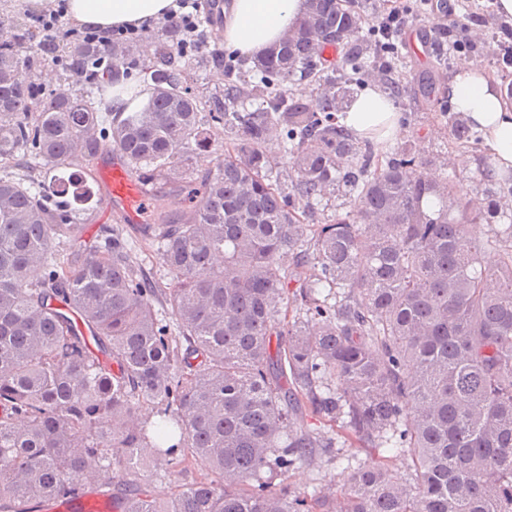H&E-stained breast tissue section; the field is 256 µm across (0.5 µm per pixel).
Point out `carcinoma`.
<instances>
[{
  "mask_svg": "<svg viewBox=\"0 0 512 512\" xmlns=\"http://www.w3.org/2000/svg\"><path fill=\"white\" fill-rule=\"evenodd\" d=\"M365 10L376 0H307L294 35L214 90L202 73L220 55L170 23L106 51L9 22L0 512L88 493L112 512H333V485L285 483L335 445L304 426L306 405L344 440L408 459L403 475L384 461L353 471L341 512H512V189L476 208L435 160L402 147L382 163L340 123L366 60L394 96L407 79ZM135 71L154 86L148 105L105 110L99 87ZM418 94L438 100L429 79ZM440 104L453 140L475 143ZM108 153L146 186L138 231L165 287L133 262L123 225L83 235ZM338 193L349 211L319 217ZM480 223L502 227L480 239ZM490 250L500 261L485 267ZM145 404L158 421L138 418ZM186 460L201 478L155 497L149 478Z\"/></svg>",
  "mask_w": 512,
  "mask_h": 512,
  "instance_id": "cac0c4a2",
  "label": "carcinoma"
}]
</instances>
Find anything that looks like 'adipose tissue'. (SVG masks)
I'll list each match as a JSON object with an SVG mask.
<instances>
[{"mask_svg":"<svg viewBox=\"0 0 512 512\" xmlns=\"http://www.w3.org/2000/svg\"><path fill=\"white\" fill-rule=\"evenodd\" d=\"M304 0H229L224 8V44L239 55L254 58L296 28ZM175 0H67L72 22L106 31L122 25H142L176 11ZM456 111L465 114L481 137L497 174L512 173V102L483 68L469 64L448 84ZM344 124L358 137L383 149L401 131V114L378 87L361 93L343 114Z\"/></svg>","mask_w":512,"mask_h":512,"instance_id":"ef3b65f1","label":"adipose tissue"}]
</instances>
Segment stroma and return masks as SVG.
Returning a JSON list of instances; mask_svg holds the SVG:
<instances>
[{
	"instance_id": "35a3bbf8",
	"label": "stroma",
	"mask_w": 512,
	"mask_h": 512,
	"mask_svg": "<svg viewBox=\"0 0 512 512\" xmlns=\"http://www.w3.org/2000/svg\"><path fill=\"white\" fill-rule=\"evenodd\" d=\"M448 9L456 21L449 25L445 37L433 36V29L442 21L438 11L422 5L409 16L399 41L408 43L411 36H418L420 43L417 51H406V70L412 83L406 89L404 99L396 101L395 106L402 117L403 133L397 139L400 147L411 148L421 157L428 158L442 154L445 158V175L457 184L460 194L478 197L482 194L476 176L489 163L487 150L478 151L455 144L450 137L448 120L443 117L436 104L418 102L414 97L415 78L434 75L439 87H446L463 62L479 63L493 78L502 74L512 75V66L500 69L496 61L499 42L503 34L499 27L500 17L495 10L493 0H447ZM466 37L472 40L470 49L451 58L448 66H440L437 61L436 47L439 40H454ZM382 460L395 472L406 469L407 460L395 455L387 448H360L344 446L339 449L334 460L319 461L314 465H302L290 472L288 481L292 487L303 491L313 485L333 482L344 484L351 470Z\"/></svg>"
}]
</instances>
